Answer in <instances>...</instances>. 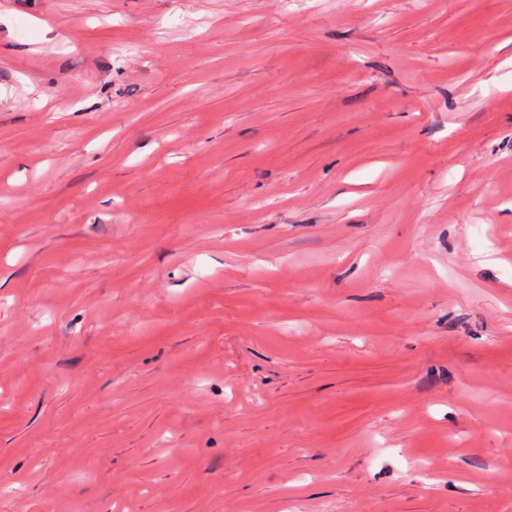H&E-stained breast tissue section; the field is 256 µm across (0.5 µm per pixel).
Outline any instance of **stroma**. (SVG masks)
<instances>
[{"instance_id": "1", "label": "stroma", "mask_w": 512, "mask_h": 512, "mask_svg": "<svg viewBox=\"0 0 512 512\" xmlns=\"http://www.w3.org/2000/svg\"><path fill=\"white\" fill-rule=\"evenodd\" d=\"M512 512V0H0V512Z\"/></svg>"}]
</instances>
